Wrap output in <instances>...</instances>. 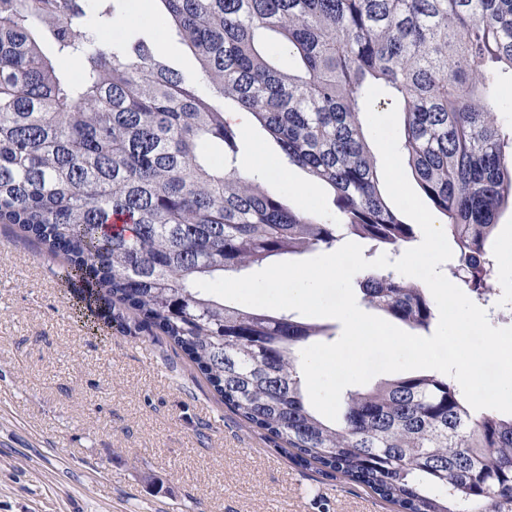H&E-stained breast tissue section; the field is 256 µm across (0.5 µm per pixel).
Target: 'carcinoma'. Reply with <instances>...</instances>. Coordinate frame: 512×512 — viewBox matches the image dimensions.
<instances>
[{
    "instance_id": "obj_1",
    "label": "carcinoma",
    "mask_w": 512,
    "mask_h": 512,
    "mask_svg": "<svg viewBox=\"0 0 512 512\" xmlns=\"http://www.w3.org/2000/svg\"><path fill=\"white\" fill-rule=\"evenodd\" d=\"M160 2L193 51L191 79L143 38H100L121 0H0V224L65 257L62 280L87 319L115 302L134 310L300 462L398 512H512V417L477 413L453 378L422 372L350 389L324 421L305 403L298 364L329 327L195 286L348 236L394 252L415 240L367 143L365 96L377 86L445 219L452 277L489 292L484 265L512 207V129L495 119L512 84V0ZM58 57L81 61L80 82ZM227 103L251 113L287 165L332 188L338 223L211 162L213 150L238 153ZM114 214L129 224L112 230ZM358 286L368 305L429 331L433 304L418 283L370 270Z\"/></svg>"
}]
</instances>
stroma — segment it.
Listing matches in <instances>:
<instances>
[{
  "instance_id": "35a3bbf8",
  "label": "stroma",
  "mask_w": 512,
  "mask_h": 512,
  "mask_svg": "<svg viewBox=\"0 0 512 512\" xmlns=\"http://www.w3.org/2000/svg\"><path fill=\"white\" fill-rule=\"evenodd\" d=\"M135 34L196 71L160 0ZM236 168L257 155L286 170L267 189L334 216L333 193L284 166L259 126L242 128ZM60 260L0 224V512H393L367 487L304 467L229 411L185 355L124 306L93 328L61 283Z\"/></svg>"
}]
</instances>
